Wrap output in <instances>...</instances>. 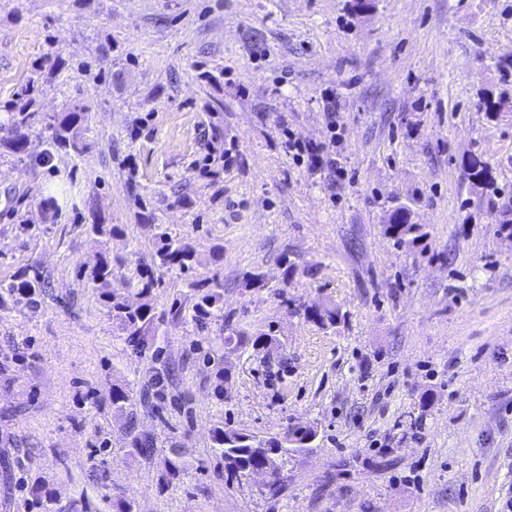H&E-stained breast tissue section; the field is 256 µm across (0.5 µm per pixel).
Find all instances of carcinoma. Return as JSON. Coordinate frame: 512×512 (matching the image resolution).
<instances>
[{
  "instance_id": "obj_1",
  "label": "carcinoma",
  "mask_w": 512,
  "mask_h": 512,
  "mask_svg": "<svg viewBox=\"0 0 512 512\" xmlns=\"http://www.w3.org/2000/svg\"><path fill=\"white\" fill-rule=\"evenodd\" d=\"M42 73L32 78L17 93L18 103L9 117L11 137L0 140V151L21 154L28 143L27 130L36 123H45L51 130L47 143L46 154L59 148H70L75 151L82 149V130L87 120V112L83 107H74L59 115H39L36 93ZM465 170L471 191L483 197L494 189L495 177L490 163L478 155H472L465 162ZM383 233L399 246L416 247L425 238L424 225L411 220L409 209L398 207L391 213L390 221L383 225ZM159 245L153 255V265L158 268L177 266L182 270H190L195 263L194 249L182 240H175L162 232L159 234ZM88 280L99 291L105 307L112 314V322L124 333L128 344L134 350L143 352L151 348L155 336V315L149 303L157 280L150 272L139 276L136 283L137 302H131L112 294V266L108 259L100 256L87 268ZM44 276L39 268L31 266L21 271L10 284L0 286V309L23 298L30 304L37 303ZM193 318L202 323L211 317L213 310L221 301L217 289L205 283L194 284ZM305 318L323 329H332L341 322L343 314L332 303L322 304L315 308H303ZM112 413L124 421L128 447L126 456L131 458H148L155 452L154 440L151 436L136 430L133 398L130 390L123 386L112 387ZM313 429L301 424L293 425L279 437H259L222 424L216 425L211 432V449L220 458L226 479L233 480L244 477L254 470H265L271 480L266 485L269 495L275 496L283 490L280 462L283 457L292 453H302L313 448L308 442ZM185 451L181 448L168 449L166 473L168 478L175 480L184 471ZM31 495L41 503L45 512H101L92 505L85 495L64 497L49 484L36 480L30 486Z\"/></svg>"
}]
</instances>
